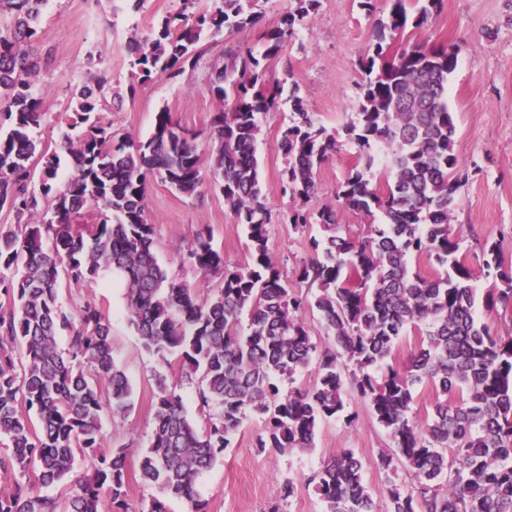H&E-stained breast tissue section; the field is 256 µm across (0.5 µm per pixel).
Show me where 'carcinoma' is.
<instances>
[{
  "mask_svg": "<svg viewBox=\"0 0 512 512\" xmlns=\"http://www.w3.org/2000/svg\"><path fill=\"white\" fill-rule=\"evenodd\" d=\"M46 0H0V210L19 224L0 232V512H127L129 480L124 448L99 453L81 474L76 453L105 447L102 418H122L134 407V389L112 355V324L93 303L77 313L59 301L61 279L79 284L111 274L126 289L129 326L150 355L173 356L187 378L200 374L201 404L212 410L204 428L187 414L177 383L154 377L155 428L139 477L206 512L198 475L250 415L266 417L261 448L283 453L315 445L323 421L346 410L356 392L389 431L396 454L417 478L404 490L386 486L387 512H512V333L502 336L477 319V288L456 257L452 214L468 181L454 151L456 121L448 106L453 49H387L409 28L420 29L442 0H389L373 54L361 61L357 112L343 126L345 141L364 160L334 192L345 209L371 218L354 233L336 207L291 208L290 224H319L315 256L298 279L313 294L295 292L268 242L271 210L263 194L257 141L264 117L280 106L283 83L267 76L266 62L300 41L319 0H293L280 24L252 46L225 53L209 84L218 111L212 148L203 166L198 134L166 107L145 139L119 134L100 112L112 86L100 81L73 93L71 122L51 150L33 135L45 112L33 77L41 61L28 50ZM180 0L150 36L129 42L130 68L143 83L195 68L206 48L226 33L254 25L261 0ZM292 83L291 116L280 149L286 159L282 191L305 203L318 193L317 170L340 150L336 134L306 109ZM388 148L387 161L377 158ZM73 175L57 187L62 162ZM158 177L186 197L220 190L237 223L248 232L250 261L228 265L211 244L210 230L184 249L203 277L219 279L206 294L168 276L154 252V226L145 211V187ZM39 186H33L34 180ZM425 256L440 271L412 270ZM492 278L488 309L512 310V267L496 245L484 263ZM318 313L331 345L314 339L304 320ZM69 332L67 351L57 337ZM409 330L426 347L406 366L393 365ZM352 366L350 372L345 367ZM314 368L308 389H289ZM436 390L432 413L412 412L414 387ZM454 403L448 404V396ZM351 449L309 478L322 512H377L375 492ZM36 479L21 481L29 472ZM62 485L64 500L43 490Z\"/></svg>",
  "mask_w": 512,
  "mask_h": 512,
  "instance_id": "cac0c4a2",
  "label": "carcinoma"
}]
</instances>
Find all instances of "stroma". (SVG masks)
Returning <instances> with one entry per match:
<instances>
[{"label": "stroma", "mask_w": 512, "mask_h": 512, "mask_svg": "<svg viewBox=\"0 0 512 512\" xmlns=\"http://www.w3.org/2000/svg\"><path fill=\"white\" fill-rule=\"evenodd\" d=\"M178 0H144L131 9L128 0H49L43 11L38 38L32 45L37 55H48L40 70L45 117L37 135L54 146L66 128L76 88L96 85L108 78L119 100H107L102 116L113 130L147 136L159 107L170 109L184 127L208 136L217 108L209 92L214 63L222 62L227 49L256 42L276 27L292 6V0H265L258 22L246 30L224 36L210 47L198 66L174 78L139 85L134 97L126 90L132 81L128 44L132 36L148 35L156 22L175 11ZM387 0H376L373 10L359 0H320L313 22L303 31L302 48L285 49L270 63L273 76L297 83L307 109L327 130L341 129L354 115L360 63L375 42L377 23ZM444 44L455 47L458 61L448 79V104L456 117L455 152L466 166H477L476 175L459 190V205L451 226L459 240L457 256L471 271L478 289H485L484 250L499 247L505 266H512V0H443V7L420 29H408L393 50L407 44ZM289 104L268 113L258 141L257 155L266 202L274 219L269 226V248L283 277L293 289L306 292L297 270L312 255L310 238L321 237L320 226L294 227L279 214L296 202L281 191L285 159L279 148L280 131L286 126ZM356 162L354 151L342 147L318 172L319 192L309 204L316 209L334 203V190ZM146 215L155 230V248L169 277L191 287L207 289L208 283L189 265L181 249L203 228H210L213 247L226 261L245 264L247 234L237 224L216 190L202 198L182 196L160 179L150 180L145 192ZM60 299L69 311L86 302L95 303L112 323V351L134 386L130 414L105 421L109 446L124 448L129 473L128 512H140L144 502L157 495L156 487L139 479V462L150 445L155 414L153 378L168 371L161 358L145 353L129 327L125 314V290L118 279L103 277L82 284L61 282ZM265 422L253 417L235 433L228 448L219 453L213 467L198 481V491L208 512H322L315 487L308 479L324 462L350 448L364 462L363 478L377 494L379 512H385L383 491L388 482L407 489L414 475L402 468L382 469L381 453L394 452L393 441L357 393L347 398L345 417L324 422L312 452L282 453L259 448L257 438ZM294 484V493L281 499L283 481Z\"/></svg>", "instance_id": "stroma-1"}]
</instances>
